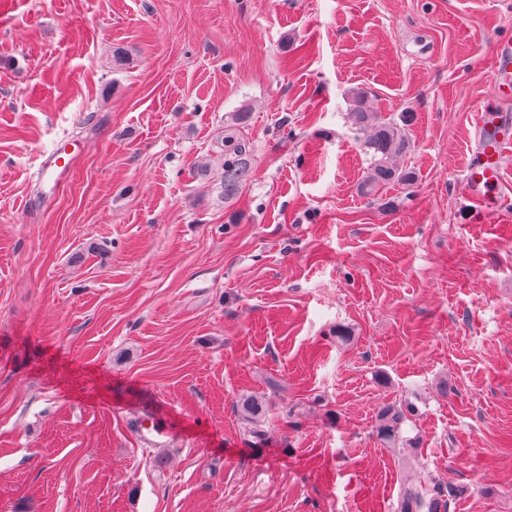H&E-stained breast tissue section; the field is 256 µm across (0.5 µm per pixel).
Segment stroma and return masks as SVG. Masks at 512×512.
<instances>
[{
    "label": "stroma",
    "mask_w": 512,
    "mask_h": 512,
    "mask_svg": "<svg viewBox=\"0 0 512 512\" xmlns=\"http://www.w3.org/2000/svg\"><path fill=\"white\" fill-rule=\"evenodd\" d=\"M505 35L512 0H0V512H512V153L496 199L462 173ZM356 89L409 143L370 196ZM235 122L225 126L221 139L223 156L222 188L224 198L234 197L245 184L251 168V145L242 130L244 113L240 112ZM406 416L401 407L396 405L384 406L378 414L376 435L381 444L388 448H396L403 442L402 424ZM141 432L152 446L166 445L173 436L172 421L165 414L149 413L142 421ZM460 491L450 485L435 484L425 490L409 489L399 512H448L450 501Z\"/></svg>",
    "instance_id": "35a3bbf8"
}]
</instances>
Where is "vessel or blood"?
<instances>
[{"instance_id": "obj_1", "label": "vessel or blood", "mask_w": 512, "mask_h": 512, "mask_svg": "<svg viewBox=\"0 0 512 512\" xmlns=\"http://www.w3.org/2000/svg\"><path fill=\"white\" fill-rule=\"evenodd\" d=\"M496 120V110L491 104L478 106L476 127L482 140L463 171L466 184L475 192L495 190L502 183L506 164L504 149L506 144L512 143V138L497 128ZM142 435L151 445L168 444L173 435L170 418L160 413L149 414L142 422Z\"/></svg>"}]
</instances>
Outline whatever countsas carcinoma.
Here are the masks:
<instances>
[{
	"instance_id": "obj_1",
	"label": "carcinoma",
	"mask_w": 512,
	"mask_h": 512,
	"mask_svg": "<svg viewBox=\"0 0 512 512\" xmlns=\"http://www.w3.org/2000/svg\"><path fill=\"white\" fill-rule=\"evenodd\" d=\"M351 116L359 131L366 135L364 147L372 154V167L363 182L365 194L376 192L381 186L411 179V173L395 165L392 159L405 148L404 134L397 123L385 118L374 109L362 92L352 96ZM244 115L224 127L221 139L223 156L222 188L224 198L234 197L245 184L251 168V145L242 132ZM241 408L248 421L259 423L268 413L265 403L258 398L245 399ZM406 416L396 405L383 407L378 414L376 435L381 444L394 448L403 441L402 424ZM459 490L443 484H435L424 490H408L400 503V512H448L450 501Z\"/></svg>"
}]
</instances>
